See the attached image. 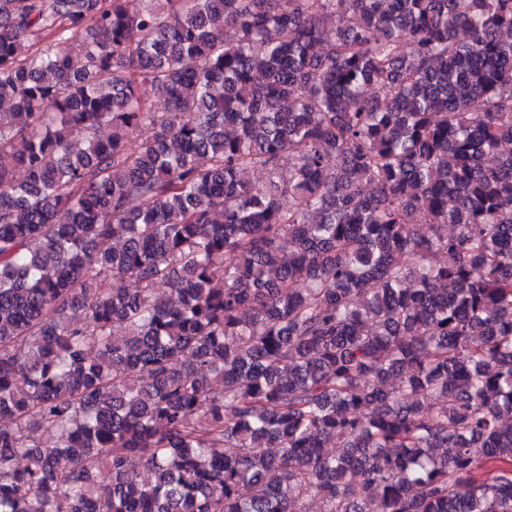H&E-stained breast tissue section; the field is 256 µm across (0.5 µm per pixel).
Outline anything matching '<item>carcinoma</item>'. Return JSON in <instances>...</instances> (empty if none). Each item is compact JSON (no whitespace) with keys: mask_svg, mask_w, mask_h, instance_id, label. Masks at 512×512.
<instances>
[{"mask_svg":"<svg viewBox=\"0 0 512 512\" xmlns=\"http://www.w3.org/2000/svg\"><path fill=\"white\" fill-rule=\"evenodd\" d=\"M140 2L0 0V512H512V0Z\"/></svg>","mask_w":512,"mask_h":512,"instance_id":"cac0c4a2","label":"carcinoma"}]
</instances>
